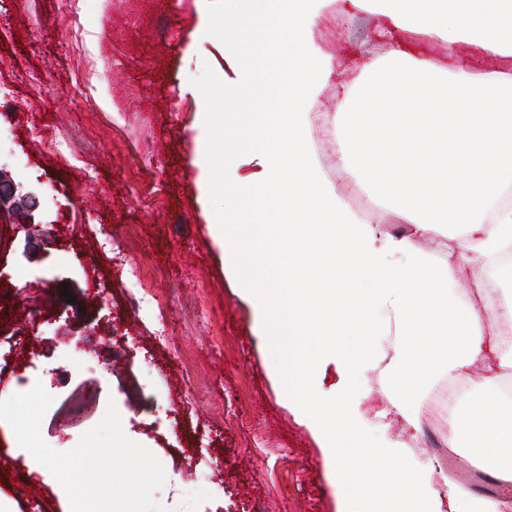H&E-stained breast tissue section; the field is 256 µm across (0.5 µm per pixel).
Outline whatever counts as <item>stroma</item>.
I'll return each mask as SVG.
<instances>
[{"label": "stroma", "instance_id": "35a3bbf8", "mask_svg": "<svg viewBox=\"0 0 512 512\" xmlns=\"http://www.w3.org/2000/svg\"><path fill=\"white\" fill-rule=\"evenodd\" d=\"M225 0H0V149L28 156L29 179L51 246L28 251L30 227L0 223V400L42 383L53 402L41 435L66 452L115 403L125 435L162 462L154 494L165 512H345L319 433L284 391L278 355L257 333L259 302L242 296L211 232L224 198L201 195L218 155L196 150L199 118L223 106L211 89L247 63L206 32ZM385 16L323 0L306 35L334 72L312 114L309 141L326 179L359 217L411 233L372 200L356 204L324 117L342 89L383 55ZM39 76L41 90L31 78ZM68 145L67 159L50 145ZM138 263L142 278L132 277ZM142 308L133 311L132 299ZM88 340L90 363L66 358ZM355 419L381 440L400 425L378 362L360 375ZM445 419L426 401L410 451L439 462L480 493L512 497L468 448L445 442ZM0 499L12 512H70L51 472H30L0 425Z\"/></svg>", "mask_w": 512, "mask_h": 512}]
</instances>
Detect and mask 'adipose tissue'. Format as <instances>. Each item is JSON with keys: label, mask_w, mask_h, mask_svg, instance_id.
<instances>
[{"label": "adipose tissue", "mask_w": 512, "mask_h": 512, "mask_svg": "<svg viewBox=\"0 0 512 512\" xmlns=\"http://www.w3.org/2000/svg\"><path fill=\"white\" fill-rule=\"evenodd\" d=\"M245 32L226 17L210 30L232 56L257 58L251 70L222 87L225 107L246 96L285 102L277 112H245L253 136L197 141L199 153L219 152V167L202 176L204 194L232 206L214 224L224 263L239 275L245 296L263 301L258 328L283 359L289 396L311 399L317 360L348 336L395 330L399 342L380 353L394 380L389 402L400 434L416 439L424 401L442 379H464L472 390L465 415L448 417L449 446L466 441L496 480L512 482V397L497 387L512 367V336L496 332V304L487 289L466 302V273L512 254V69L476 76L459 44L493 57H512V0H350L388 17V49L370 58L345 105L330 119L344 176L367 187L411 224L393 235L360 219L331 186L312 151L310 114L332 72L331 59L305 50L320 16L319 0H233ZM261 31V45L248 33ZM440 40L442 58L410 54L404 36ZM393 117L379 121L377 106ZM259 171L231 176L240 154ZM448 239L430 254L420 238ZM391 263H384V256ZM448 512H506L511 501L480 494L452 478Z\"/></svg>", "instance_id": "obj_1"}]
</instances>
